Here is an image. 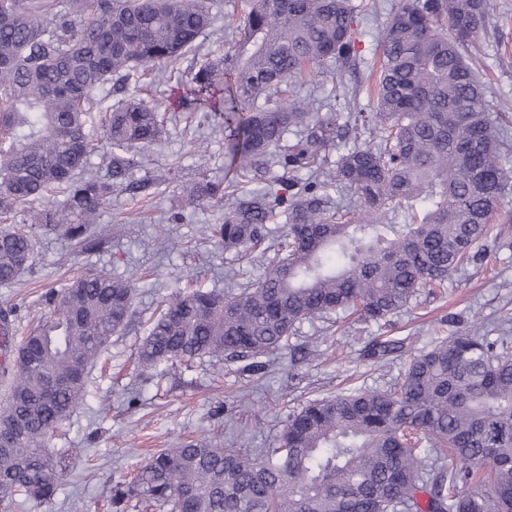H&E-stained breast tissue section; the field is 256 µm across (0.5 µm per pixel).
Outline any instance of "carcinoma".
Returning <instances> with one entry per match:
<instances>
[{
    "label": "carcinoma",
    "instance_id": "obj_1",
    "mask_svg": "<svg viewBox=\"0 0 512 512\" xmlns=\"http://www.w3.org/2000/svg\"><path fill=\"white\" fill-rule=\"evenodd\" d=\"M488 0H399L382 24L372 102L346 116L316 112L282 89L313 68L355 62L366 0H245L237 34L202 63L183 96L211 108L228 131V168L240 189L213 228L239 257L261 248L255 279L224 292H178L151 317L137 347L156 367L203 357L254 359L288 343L296 325L351 311L385 323L419 289L444 285L479 255L512 174L468 54ZM214 22L207 0H0V287L34 262V240L81 244L126 183L129 153L154 145L166 113L134 96L101 119L107 175H85L96 91L182 59ZM354 133L335 165L326 151ZM369 141L357 142L362 134ZM310 177L301 181L299 173ZM360 200L357 208L344 191ZM188 204L224 195L198 181ZM66 196L62 209L43 204ZM135 286L89 273L44 301L50 316L15 352L3 413L0 512L17 498L56 493L50 434L84 401L86 370L129 322ZM511 336L437 338L392 383L314 400L288 419L273 448L242 451L190 440L154 454L110 491L167 512H512ZM404 340L373 336L367 358ZM53 379L66 381L47 396ZM426 495L420 502L419 495Z\"/></svg>",
    "mask_w": 512,
    "mask_h": 512
}]
</instances>
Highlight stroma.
Wrapping results in <instances>:
<instances>
[{
  "label": "stroma",
  "mask_w": 512,
  "mask_h": 512,
  "mask_svg": "<svg viewBox=\"0 0 512 512\" xmlns=\"http://www.w3.org/2000/svg\"><path fill=\"white\" fill-rule=\"evenodd\" d=\"M218 27L200 36L198 51L161 73L136 75L123 87L108 84L97 93L99 110L134 95L160 108L171 119L156 145L143 150L135 181L149 183L147 193L114 191L94 226L104 243L76 248L52 234L37 238L36 260L11 288H0V311L11 310L9 334L0 344V406L10 384L14 345L33 321L44 315L43 293L73 272H106L136 278L134 324L112 336L86 372L83 405L53 433L50 449L60 473L51 502H27L19 512H114L108 497L113 485L132 480L149 454L176 448L193 439L252 450L269 448L282 433L289 414L310 400L336 396L348 388L394 381L407 355L425 348L432 337L461 330L495 338L505 306H512V191L502 200L494 222L498 237L488 239L480 256L452 273L445 287L420 289L407 309L386 328L350 323L335 316L338 330L324 333L323 322H303L285 348L266 356L261 371L244 360L195 361L191 366L160 365L143 369L136 347L146 336L147 320L166 296L183 282L224 290L234 272L258 275V268L214 247L212 225L224 220L223 199L198 208L180 203L182 185L205 178L228 186L229 142L199 103L177 102V88L189 81L207 57L228 49L243 0H211ZM479 78L490 111L506 113L500 131L512 141V0H490L484 28L473 42ZM301 95L320 112L342 105L356 93L349 73H306L297 79ZM357 95L367 105L365 94ZM384 334L405 341L404 353L383 363L366 360L369 337Z\"/></svg>",
  "instance_id": "obj_1"
}]
</instances>
